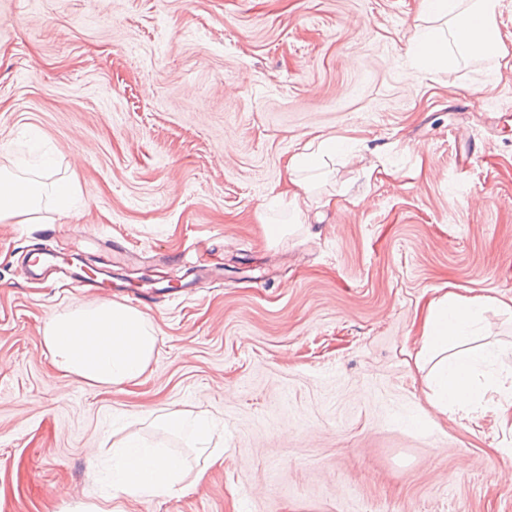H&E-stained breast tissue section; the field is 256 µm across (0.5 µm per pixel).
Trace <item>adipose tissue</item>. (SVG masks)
<instances>
[{"label":"adipose tissue","instance_id":"adipose-tissue-1","mask_svg":"<svg viewBox=\"0 0 512 512\" xmlns=\"http://www.w3.org/2000/svg\"><path fill=\"white\" fill-rule=\"evenodd\" d=\"M496 0H420L421 27L408 54L415 67L430 71L449 60L476 59L501 52L493 23ZM339 143L329 138L305 146L286 165L292 190L312 193L311 173L321 170ZM51 192L58 211L70 206L71 191L0 170V221L29 217L38 211L44 192ZM481 317L478 303L461 301L447 292L428 304L420 332L417 363L427 368L434 384L431 406L439 412L467 410L476 400L473 376L493 351L474 352L470 342ZM43 344L54 369L63 376L94 387L133 383L150 369L158 352V336L147 317L113 300L76 304L52 316L43 329ZM116 495H166L182 490L189 476L182 459L161 448L139 446L132 440L115 444Z\"/></svg>","mask_w":512,"mask_h":512}]
</instances>
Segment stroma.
Returning <instances> with one entry per match:
<instances>
[{
	"label": "stroma",
	"mask_w": 512,
	"mask_h": 512,
	"mask_svg": "<svg viewBox=\"0 0 512 512\" xmlns=\"http://www.w3.org/2000/svg\"><path fill=\"white\" fill-rule=\"evenodd\" d=\"M417 0H0V167L74 185L0 222V512H512V427L482 392L432 411L415 364L435 289L512 347V0L498 55L417 72ZM336 137L317 191L285 164ZM292 230L276 243L266 223ZM115 265L57 288L29 257ZM140 310L135 384L56 373L42 333L78 303ZM206 413L223 463L152 424ZM137 435L203 476L109 498Z\"/></svg>",
	"instance_id": "obj_1"
}]
</instances>
